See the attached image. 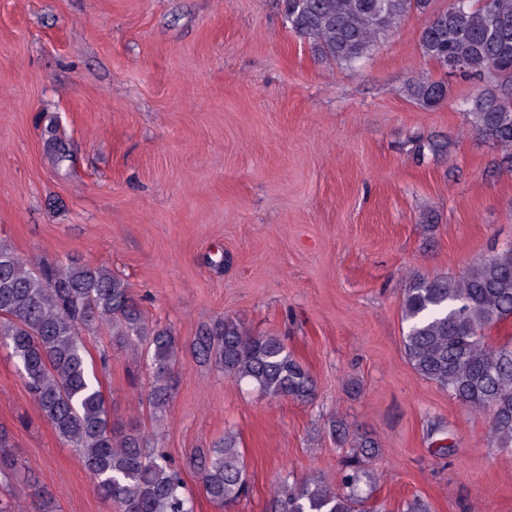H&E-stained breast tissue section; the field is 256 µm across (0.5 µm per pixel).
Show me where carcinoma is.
Masks as SVG:
<instances>
[{
	"label": "carcinoma",
	"mask_w": 512,
	"mask_h": 512,
	"mask_svg": "<svg viewBox=\"0 0 512 512\" xmlns=\"http://www.w3.org/2000/svg\"><path fill=\"white\" fill-rule=\"evenodd\" d=\"M432 0H286L291 30L313 52L352 65L412 12ZM423 58L448 78L482 79L494 85L471 102V130L504 150L512 149V0H448L421 32ZM443 81H418L410 97L434 107L445 99ZM406 358L425 380L448 390L461 405L489 413L490 444L512 449V339L496 342L485 331L512 318V247L466 268L459 276L411 280L402 297ZM108 327L123 343L146 342L151 374L149 403L165 411L180 347L173 332L149 325L128 283L104 265L72 260L42 266L19 257L0 241V339L23 370L43 418L75 448L102 495L119 512H194L183 468L137 427L112 424L110 407L89 363L86 336ZM203 361L224 375L246 380L271 398L307 402L315 394L310 372L285 339L252 335L235 320L217 317L192 343ZM330 433L349 454L334 489L320 478L278 485L270 512H357L358 491L369 478L365 461L379 443L351 434L342 422ZM9 434L0 429V475L14 466ZM207 498L229 509L248 488L245 457L232 434L189 461ZM26 512H57L49 491L36 487Z\"/></svg>",
	"instance_id": "obj_1"
}]
</instances>
